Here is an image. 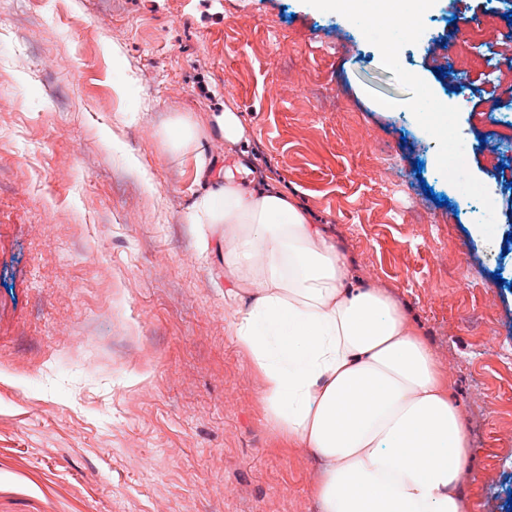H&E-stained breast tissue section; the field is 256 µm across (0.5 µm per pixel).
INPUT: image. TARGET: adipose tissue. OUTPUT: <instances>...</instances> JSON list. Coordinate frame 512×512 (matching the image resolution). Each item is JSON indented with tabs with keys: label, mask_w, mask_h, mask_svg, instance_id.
I'll list each match as a JSON object with an SVG mask.
<instances>
[{
	"label": "adipose tissue",
	"mask_w": 512,
	"mask_h": 512,
	"mask_svg": "<svg viewBox=\"0 0 512 512\" xmlns=\"http://www.w3.org/2000/svg\"><path fill=\"white\" fill-rule=\"evenodd\" d=\"M176 152L209 161L203 141L244 136L237 113L214 127L169 118ZM190 223L219 253L233 334L261 378L266 419L317 462L320 512H465L468 436L427 341L386 288L347 261L288 193L235 179L196 196Z\"/></svg>",
	"instance_id": "1"
}]
</instances>
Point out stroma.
I'll return each instance as SVG.
<instances>
[{"label":"stroma","instance_id":"35a3bbf8","mask_svg":"<svg viewBox=\"0 0 512 512\" xmlns=\"http://www.w3.org/2000/svg\"><path fill=\"white\" fill-rule=\"evenodd\" d=\"M509 12L424 0L396 60L344 0H0V512H318L186 220L237 163L426 337L467 512H512V42L459 36ZM227 108L245 137H211L206 174L167 148L171 116Z\"/></svg>","mask_w":512,"mask_h":512}]
</instances>
